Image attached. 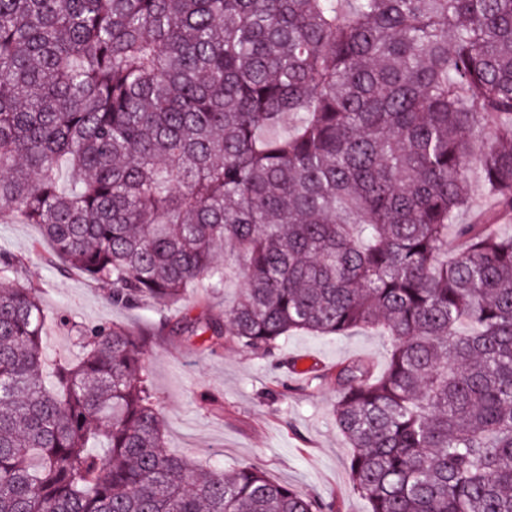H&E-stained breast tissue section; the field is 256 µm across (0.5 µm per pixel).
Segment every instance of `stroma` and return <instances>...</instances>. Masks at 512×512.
Listing matches in <instances>:
<instances>
[{"mask_svg":"<svg viewBox=\"0 0 512 512\" xmlns=\"http://www.w3.org/2000/svg\"><path fill=\"white\" fill-rule=\"evenodd\" d=\"M37 225L0 221V247L22 260L19 271L0 270V288H32L49 316L45 343L49 359L77 350L62 322L89 326L114 323L150 338L146 364L158 407L167 424L169 452L197 462L251 464L272 479L335 501L338 512H370L354 494L347 469L348 447L332 417L336 389L327 381L305 382L289 361L324 370L351 358L370 360L385 371L391 343L377 330L336 339L297 333L265 357L229 341L202 344L183 329L185 314H217L244 286L229 274L223 288L199 290L159 310L143 302H111L109 289L83 274L60 272L44 258Z\"/></svg>","mask_w":512,"mask_h":512,"instance_id":"obj_1","label":"stroma"}]
</instances>
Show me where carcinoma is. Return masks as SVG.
<instances>
[{
  "instance_id": "obj_1",
  "label": "carcinoma",
  "mask_w": 512,
  "mask_h": 512,
  "mask_svg": "<svg viewBox=\"0 0 512 512\" xmlns=\"http://www.w3.org/2000/svg\"><path fill=\"white\" fill-rule=\"evenodd\" d=\"M509 215L512 0H0V218L115 304L241 274L203 343L385 329L329 375L370 512H512ZM46 323L0 289V512H336L167 453L149 337L73 323L50 367Z\"/></svg>"
}]
</instances>
